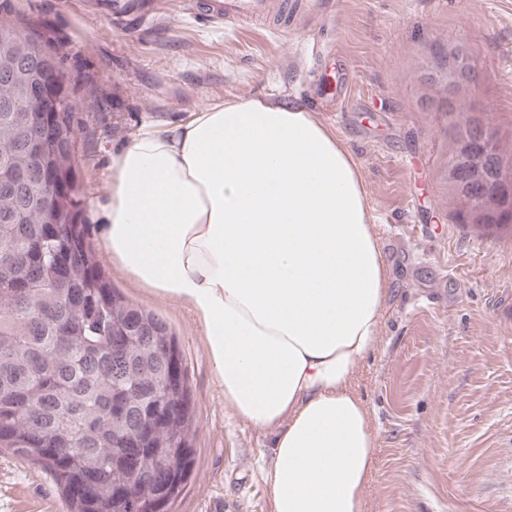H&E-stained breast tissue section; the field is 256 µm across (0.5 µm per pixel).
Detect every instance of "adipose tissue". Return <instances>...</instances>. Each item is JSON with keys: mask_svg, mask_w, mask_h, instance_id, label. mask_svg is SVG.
I'll return each mask as SVG.
<instances>
[{"mask_svg": "<svg viewBox=\"0 0 512 512\" xmlns=\"http://www.w3.org/2000/svg\"><path fill=\"white\" fill-rule=\"evenodd\" d=\"M101 246L188 303L224 405L276 431L272 512H363L375 440L352 391L388 271L358 162L300 104L217 100L112 156Z\"/></svg>", "mask_w": 512, "mask_h": 512, "instance_id": "1", "label": "adipose tissue"}]
</instances>
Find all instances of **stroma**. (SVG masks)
I'll return each mask as SVG.
<instances>
[{
	"instance_id": "obj_1",
	"label": "stroma",
	"mask_w": 512,
	"mask_h": 512,
	"mask_svg": "<svg viewBox=\"0 0 512 512\" xmlns=\"http://www.w3.org/2000/svg\"><path fill=\"white\" fill-rule=\"evenodd\" d=\"M68 54L77 88L75 165L83 220L100 249L112 155L142 128L175 123L210 100L266 98L313 107L306 44L339 49L327 70L352 71V97L321 113L356 157L390 275L375 347L354 387L376 441L364 512H512V229L462 223L450 174L475 117L512 159V0H288L286 27L248 29L154 0L147 18L95 0H7ZM465 45L478 82L448 90L426 69ZM132 304L172 328L193 408V463L170 512H271L262 468L273 429L224 406L194 315L150 295L102 259ZM51 475L0 448V512H58Z\"/></svg>"
}]
</instances>
